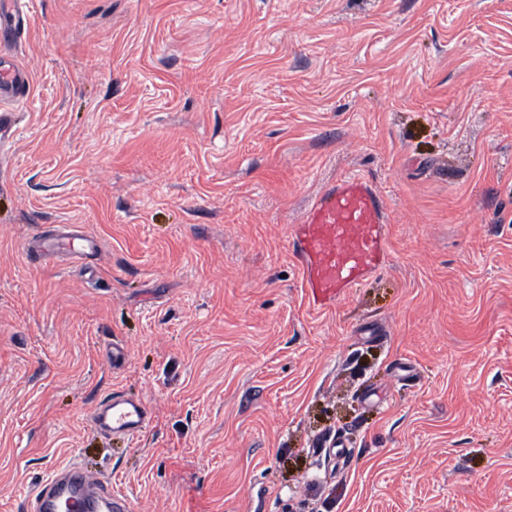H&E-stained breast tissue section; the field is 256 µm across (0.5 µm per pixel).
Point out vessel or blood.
I'll list each match as a JSON object with an SVG mask.
<instances>
[{"mask_svg":"<svg viewBox=\"0 0 512 512\" xmlns=\"http://www.w3.org/2000/svg\"><path fill=\"white\" fill-rule=\"evenodd\" d=\"M23 17L21 0H0V41L15 39ZM29 92V73L0 56V104ZM386 207L367 181L350 177L326 188L304 214L294 251L302 268L301 286L309 304L321 308L389 261ZM42 258L70 253L68 236L43 237L27 245ZM92 426L105 434L131 437L151 421L148 405L112 393L90 413ZM72 503L78 512H132V502L113 494L109 481L71 463L57 469L31 492L27 512H61Z\"/></svg>","mask_w":512,"mask_h":512,"instance_id":"1","label":"vessel or blood"}]
</instances>
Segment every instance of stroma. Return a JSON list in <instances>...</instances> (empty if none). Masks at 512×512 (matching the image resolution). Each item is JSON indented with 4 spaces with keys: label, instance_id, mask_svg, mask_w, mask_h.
<instances>
[{
    "label": "stroma",
    "instance_id": "obj_1",
    "mask_svg": "<svg viewBox=\"0 0 512 512\" xmlns=\"http://www.w3.org/2000/svg\"><path fill=\"white\" fill-rule=\"evenodd\" d=\"M24 13L0 49L31 75L0 152V512L70 461L134 512H512V0ZM353 176L390 264L315 309L294 227ZM63 224L97 255L31 260ZM114 391L142 434L91 427Z\"/></svg>",
    "mask_w": 512,
    "mask_h": 512
}]
</instances>
